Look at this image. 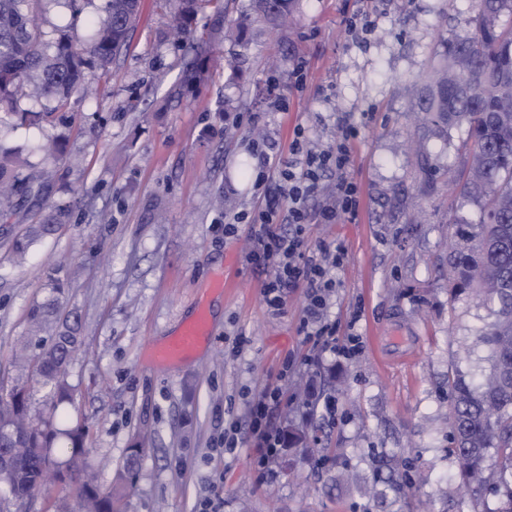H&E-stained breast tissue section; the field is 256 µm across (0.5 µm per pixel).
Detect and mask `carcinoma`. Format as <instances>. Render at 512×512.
I'll use <instances>...</instances> for the list:
<instances>
[{
  "instance_id": "obj_1",
  "label": "carcinoma",
  "mask_w": 512,
  "mask_h": 512,
  "mask_svg": "<svg viewBox=\"0 0 512 512\" xmlns=\"http://www.w3.org/2000/svg\"><path fill=\"white\" fill-rule=\"evenodd\" d=\"M40 0H0V102L23 89L32 73L39 83L33 95L50 97L56 108L68 105L79 87L86 59L108 71L125 48L128 28L139 11L138 0H107L104 15L94 23L89 43L77 37L61 39L53 54L41 44L34 24ZM234 0H175L173 22L179 34L192 33V22L205 5L224 7ZM250 12L224 27L211 30L209 40H240L250 14L275 21L290 13L293 0H250ZM475 31L467 38L450 39L433 68L428 92L419 107L423 119L446 132L464 134L465 157L457 169L448 168V185L457 196L480 207V223L448 224L453 238L467 243L448 255V288L452 295L476 292L496 306L495 318L477 339L490 349L489 369L477 380L457 370L448 371L451 392V435L448 458L456 466L457 491L477 507L475 495L489 488L503 504H512V25L500 23L512 14V0H474ZM19 124L47 122L49 112H7ZM49 172L28 164L0 147V222L16 215L20 199L37 195L49 181ZM69 205L59 204L42 220L27 224L11 240L16 260L25 258L30 244L53 236L66 223ZM49 300L32 309L36 330L54 314ZM78 320H64L50 345L23 358L43 384L59 393L67 390V366L78 339ZM58 432L52 412L31 413L29 396L5 391L0 382V512H28L27 504L52 468L49 456L33 448H49ZM56 476L76 486L77 512H116L120 488L104 493L72 462Z\"/></svg>"
}]
</instances>
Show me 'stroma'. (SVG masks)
Returning a JSON list of instances; mask_svg holds the SVG:
<instances>
[{"instance_id": "stroma-1", "label": "stroma", "mask_w": 512, "mask_h": 512, "mask_svg": "<svg viewBox=\"0 0 512 512\" xmlns=\"http://www.w3.org/2000/svg\"><path fill=\"white\" fill-rule=\"evenodd\" d=\"M105 5L81 0L75 11L69 0H41L35 23L46 50L66 27L85 32ZM168 12L163 0H140L127 52L109 71L86 66L89 90L74 92L67 108L45 97L0 107L53 113L39 127L0 128V140L51 175L41 196L0 225V374L29 389L33 412L53 405L60 428H85L102 489L139 450L124 512H193L207 496L223 512H460L446 451L448 370L488 369L490 350L475 336L493 315L480 298L448 292V225L478 223L480 210L424 177L422 164L443 172L463 151L418 106L444 40L471 34L472 0H299L287 21L250 25L246 45L224 42L219 63L191 84L192 41L171 36ZM357 13L372 28L353 37L346 22ZM297 62L305 81L295 92ZM279 92L287 111L272 107ZM228 112L243 125L225 123ZM347 121L360 129L346 171L359 186L358 215L306 225L304 238L317 259L329 246L346 251L328 311L337 344L353 333L362 341L349 358L300 335L306 288L290 290L281 311L267 309V274L246 261L247 225L224 234L225 214L258 204L253 140L285 166L295 126L316 151ZM51 137L64 145L56 159L38 150ZM60 203L71 207L67 223L12 266L9 241ZM229 275L234 288L217 290ZM50 298L81 323L63 402L14 360L17 341L32 335L31 309ZM202 303L210 347L156 367L151 346ZM276 387L284 400L273 425L306 427L313 443L261 469L250 408ZM231 418L243 445L224 454ZM397 451L411 494L377 497ZM341 473L352 483L337 484ZM75 506V488L47 474L33 512Z\"/></svg>"}]
</instances>
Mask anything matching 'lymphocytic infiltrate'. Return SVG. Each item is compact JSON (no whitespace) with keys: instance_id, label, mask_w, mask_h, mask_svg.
Listing matches in <instances>:
<instances>
[{"instance_id":"1","label":"lymphocytic infiltrate","mask_w":512,"mask_h":512,"mask_svg":"<svg viewBox=\"0 0 512 512\" xmlns=\"http://www.w3.org/2000/svg\"><path fill=\"white\" fill-rule=\"evenodd\" d=\"M358 135L356 125H341L334 145L316 152L307 149L303 129L295 128L290 150L299 156V163L283 168L273 157L261 154L254 182L260 205L252 211L224 217V233L228 236L233 235L239 225H249L252 248L248 259L256 267L272 271L271 277L263 285V296L268 307L281 309L289 289L302 284L307 286L309 301L300 331L304 336L315 337L318 344L326 349L337 347L336 325L329 321L326 314L332 290L336 286L331 270L344 261L346 253L343 248L337 247L326 251L321 262L306 260L303 226L310 221L309 202L319 193L321 175L328 170L336 173L333 191L336 203L320 212L321 222L337 224L357 213L358 187L346 177L345 171L350 163V145ZM283 203L288 206L291 226L287 233L281 232L278 222V209ZM359 349L360 342L355 336L350 337L348 346L340 348L346 357L356 354ZM280 404V391L267 389L251 409L250 429L263 450L260 461L264 464L277 457L284 445L278 432L269 425L270 413L278 409Z\"/></svg>"}]
</instances>
